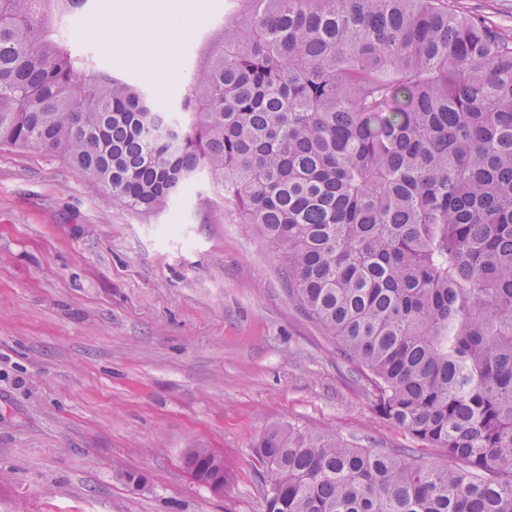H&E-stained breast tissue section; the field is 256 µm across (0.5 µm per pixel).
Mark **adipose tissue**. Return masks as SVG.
<instances>
[{"label": "adipose tissue", "mask_w": 512, "mask_h": 512, "mask_svg": "<svg viewBox=\"0 0 512 512\" xmlns=\"http://www.w3.org/2000/svg\"><path fill=\"white\" fill-rule=\"evenodd\" d=\"M204 10V0H197L191 11L185 9L182 0H155L151 6L144 0H119L110 19L118 35L113 46L147 69L160 53L168 65H176Z\"/></svg>", "instance_id": "ef3b65f1"}]
</instances>
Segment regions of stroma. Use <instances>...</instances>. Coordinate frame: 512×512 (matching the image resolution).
Returning a JSON list of instances; mask_svg holds the SVG:
<instances>
[{
	"mask_svg": "<svg viewBox=\"0 0 512 512\" xmlns=\"http://www.w3.org/2000/svg\"><path fill=\"white\" fill-rule=\"evenodd\" d=\"M114 2L61 35L167 99L249 7L207 0L161 84L112 50ZM283 274L209 176L146 215L59 156L0 146V512H263L251 444L288 424L443 464L377 413ZM191 448L223 456V494L185 470Z\"/></svg>",
	"mask_w": 512,
	"mask_h": 512,
	"instance_id": "stroma-1",
	"label": "stroma"
}]
</instances>
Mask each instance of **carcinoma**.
<instances>
[{"label": "carcinoma", "instance_id": "1", "mask_svg": "<svg viewBox=\"0 0 512 512\" xmlns=\"http://www.w3.org/2000/svg\"><path fill=\"white\" fill-rule=\"evenodd\" d=\"M87 2L0 0V144L146 213L219 181L377 411L447 459L273 427L264 512H512V36L458 0H249L163 105L72 54L56 22ZM183 464L229 481L208 448Z\"/></svg>", "mask_w": 512, "mask_h": 512}]
</instances>
